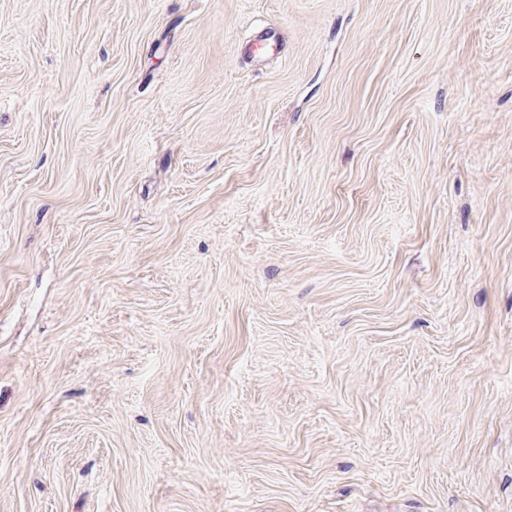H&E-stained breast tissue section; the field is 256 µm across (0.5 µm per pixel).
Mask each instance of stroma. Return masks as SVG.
Here are the masks:
<instances>
[{"label":"stroma","instance_id":"obj_1","mask_svg":"<svg viewBox=\"0 0 512 512\" xmlns=\"http://www.w3.org/2000/svg\"><path fill=\"white\" fill-rule=\"evenodd\" d=\"M0 512H512V0H0Z\"/></svg>","mask_w":512,"mask_h":512}]
</instances>
